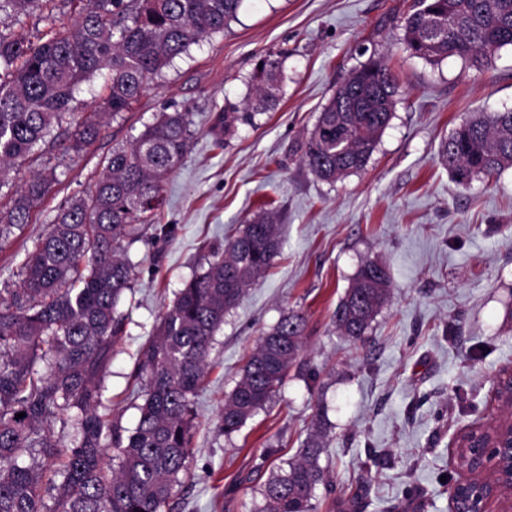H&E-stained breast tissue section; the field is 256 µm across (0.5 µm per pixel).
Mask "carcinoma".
<instances>
[{
	"mask_svg": "<svg viewBox=\"0 0 512 512\" xmlns=\"http://www.w3.org/2000/svg\"><path fill=\"white\" fill-rule=\"evenodd\" d=\"M72 26L45 35L0 29V183L31 155L70 110L76 86L105 74V111L79 123L69 149L99 137L104 118L129 110L148 83L201 37L224 31L241 0H69ZM55 0H0L18 16ZM406 51L428 62L454 57L482 72L512 45V0H414L403 18ZM277 61L258 70L256 103L265 112ZM398 83L371 61L353 72L323 106L303 149L318 178L334 182L363 169L393 115ZM189 113L160 112L127 146L112 149L83 195L63 205L28 252L18 286L0 295V512H170L174 486L189 469L194 405L213 337L227 312L274 266L281 251L275 218L242 225L223 252L195 274L160 318L138 354L139 419L134 429L100 412L114 347L126 335L118 310L134 266L126 248L139 225L158 219L164 187L188 148ZM440 158L459 184L512 167V112L482 113L441 144ZM55 171L23 178L0 200V243L29 223ZM386 265L367 260L336 307V327L360 340L389 300ZM306 319L283 316L247 359L224 401L220 428L238 431L283 384L304 344ZM23 418H15L18 413ZM64 416L77 429L73 446L51 429ZM119 464L111 466L107 450ZM315 440L288 470L272 476L258 512H311L323 480Z\"/></svg>",
	"mask_w": 512,
	"mask_h": 512,
	"instance_id": "1",
	"label": "carcinoma"
}]
</instances>
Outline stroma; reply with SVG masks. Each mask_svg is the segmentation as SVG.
<instances>
[{
	"instance_id": "obj_1",
	"label": "stroma",
	"mask_w": 512,
	"mask_h": 512,
	"mask_svg": "<svg viewBox=\"0 0 512 512\" xmlns=\"http://www.w3.org/2000/svg\"><path fill=\"white\" fill-rule=\"evenodd\" d=\"M412 2L243 0L224 32L191 45L91 146L66 153L59 140L102 109L103 76L83 81L74 115L19 165L23 178L54 168L57 182L31 223L0 245V289L14 286L59 205L92 187L114 147L159 112L190 114L192 137L161 220L127 248L135 266L120 304L127 334L103 404L129 429L139 418L137 354L160 315L240 225L263 207L275 215L282 255L214 336L175 512H255L264 484L311 436L324 447L313 512H450L462 477L456 433L500 415L493 382L512 369V167L459 184L439 146L475 114L512 111V45L482 72L457 58L411 56L401 25ZM267 56L278 62L276 108L232 134L215 129L221 109L253 96ZM373 60L399 78L390 124L364 170L321 181L301 147L337 86ZM368 259L386 263L392 293L353 342L334 313ZM292 311L307 320L300 356L270 401L224 435L216 424L246 356Z\"/></svg>"
}]
</instances>
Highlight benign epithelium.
I'll use <instances>...</instances> for the list:
<instances>
[{
	"instance_id": "benign-epithelium-1",
	"label": "benign epithelium",
	"mask_w": 512,
	"mask_h": 512,
	"mask_svg": "<svg viewBox=\"0 0 512 512\" xmlns=\"http://www.w3.org/2000/svg\"><path fill=\"white\" fill-rule=\"evenodd\" d=\"M454 456L466 457L465 477L452 489V512H488V503L512 492V420L491 428L463 427L456 436Z\"/></svg>"
}]
</instances>
